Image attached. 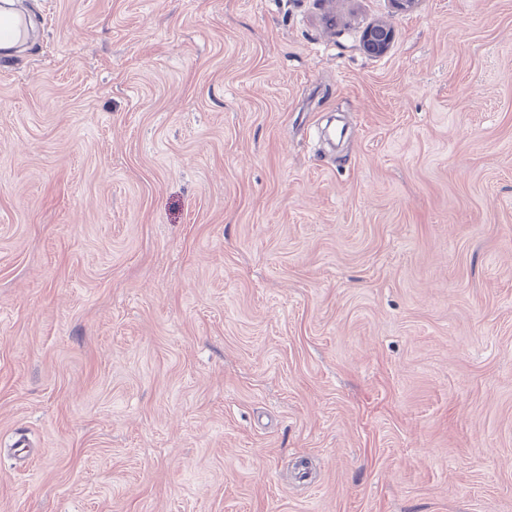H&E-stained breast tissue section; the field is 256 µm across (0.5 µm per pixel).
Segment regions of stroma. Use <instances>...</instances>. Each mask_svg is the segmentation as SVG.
Here are the masks:
<instances>
[{"label":"stroma","instance_id":"35a3bbf8","mask_svg":"<svg viewBox=\"0 0 512 512\" xmlns=\"http://www.w3.org/2000/svg\"><path fill=\"white\" fill-rule=\"evenodd\" d=\"M8 2L0 512H512V0ZM393 30L387 23L370 25L363 35V46L367 53L373 56L385 54L392 42Z\"/></svg>","mask_w":512,"mask_h":512}]
</instances>
